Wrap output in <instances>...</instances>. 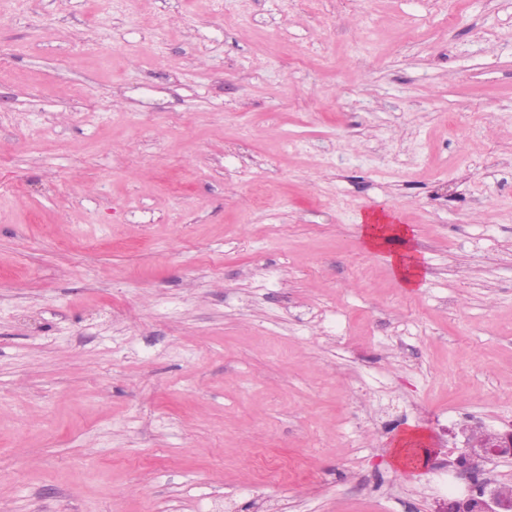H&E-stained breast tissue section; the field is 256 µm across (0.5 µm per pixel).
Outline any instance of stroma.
<instances>
[{"label":"stroma","instance_id":"35a3bbf8","mask_svg":"<svg viewBox=\"0 0 512 512\" xmlns=\"http://www.w3.org/2000/svg\"><path fill=\"white\" fill-rule=\"evenodd\" d=\"M452 2L0 0V512H443L512 430V0ZM360 223V232L367 248L383 251L391 241L401 244L399 250L387 253L385 258L403 288H416L422 271L411 244L410 229L403 224H388L377 216L362 218ZM512 456V432L496 435L486 442H474L466 448V453L457 460L459 474L471 478L480 471V464L489 460L490 456Z\"/></svg>","mask_w":512,"mask_h":512}]
</instances>
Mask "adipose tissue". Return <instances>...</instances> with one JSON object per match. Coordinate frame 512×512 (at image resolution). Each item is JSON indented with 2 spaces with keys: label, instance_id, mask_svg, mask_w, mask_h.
<instances>
[{
  "label": "adipose tissue",
  "instance_id": "ef3b65f1",
  "mask_svg": "<svg viewBox=\"0 0 512 512\" xmlns=\"http://www.w3.org/2000/svg\"><path fill=\"white\" fill-rule=\"evenodd\" d=\"M360 232L367 248L385 251L386 260L402 287L416 288L421 278V267L411 244L410 229L369 216L362 219Z\"/></svg>",
  "mask_w": 512,
  "mask_h": 512
}]
</instances>
